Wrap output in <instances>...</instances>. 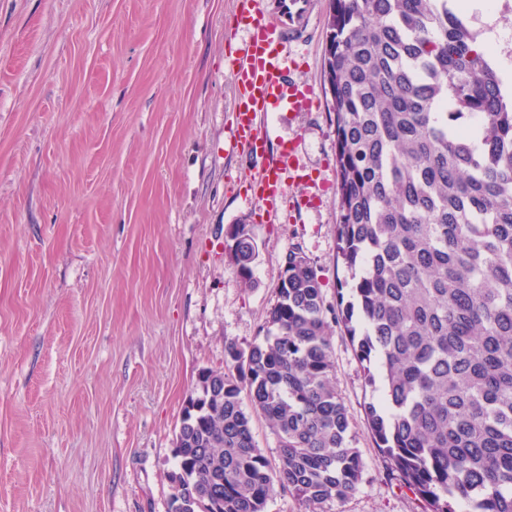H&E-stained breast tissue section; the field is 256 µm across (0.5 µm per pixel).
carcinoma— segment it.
<instances>
[{
  "mask_svg": "<svg viewBox=\"0 0 512 512\" xmlns=\"http://www.w3.org/2000/svg\"><path fill=\"white\" fill-rule=\"evenodd\" d=\"M337 258L352 300L325 305L309 258L283 260L262 339L204 370L174 452L171 512H265L275 489L344 503L363 461L336 391L330 322L357 339L388 475L425 512H512V94L453 0H332ZM224 250L244 278L258 245ZM247 393L251 409L241 397ZM278 441L275 462L252 414ZM256 441L263 454L273 463L277 458V439L266 421L261 417L253 418Z\"/></svg>",
  "mask_w": 512,
  "mask_h": 512,
  "instance_id": "carcinoma-1",
  "label": "carcinoma"
}]
</instances>
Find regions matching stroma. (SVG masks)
I'll list each match as a JSON object with an SVG mask.
<instances>
[{
    "label": "stroma",
    "instance_id": "stroma-1",
    "mask_svg": "<svg viewBox=\"0 0 512 512\" xmlns=\"http://www.w3.org/2000/svg\"><path fill=\"white\" fill-rule=\"evenodd\" d=\"M242 7L0 0V512H170L186 400L225 343L261 340L288 250L338 300L330 0L292 50L315 106L261 127L311 175L282 185L272 216L251 198L262 159L234 145ZM236 224L259 249L247 284L224 252ZM331 344L364 472L316 512H424L375 446L349 336L332 327Z\"/></svg>",
    "mask_w": 512,
    "mask_h": 512
}]
</instances>
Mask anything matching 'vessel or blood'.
Wrapping results in <instances>:
<instances>
[{
  "mask_svg": "<svg viewBox=\"0 0 512 512\" xmlns=\"http://www.w3.org/2000/svg\"><path fill=\"white\" fill-rule=\"evenodd\" d=\"M312 5L313 0H268L265 7L248 12L249 36L235 60V142L243 152L264 158L256 181L259 198L269 207L276 206L284 179H298L300 164L292 146L268 155L260 124L279 107L299 112L309 103L308 86L289 79L287 71L292 45L308 32Z\"/></svg>",
  "mask_w": 512,
  "mask_h": 512,
  "instance_id": "obj_1",
  "label": "vessel or blood"
}]
</instances>
